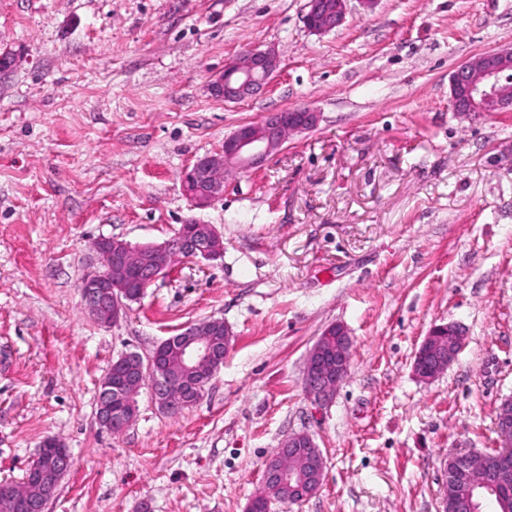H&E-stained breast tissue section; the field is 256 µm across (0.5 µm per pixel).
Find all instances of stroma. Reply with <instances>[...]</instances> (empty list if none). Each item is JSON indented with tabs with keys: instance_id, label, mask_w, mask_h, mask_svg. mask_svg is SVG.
<instances>
[{
	"instance_id": "1",
	"label": "stroma",
	"mask_w": 512,
	"mask_h": 512,
	"mask_svg": "<svg viewBox=\"0 0 512 512\" xmlns=\"http://www.w3.org/2000/svg\"><path fill=\"white\" fill-rule=\"evenodd\" d=\"M308 0H0V481L42 441L72 465L45 512H246L292 433L325 457L310 498L271 512H441L448 455L489 450L512 396V112L463 117L449 76L512 45V0H348L316 35ZM275 48L269 88L213 96L224 64ZM319 112L260 169L193 207L181 174L265 114ZM216 227L221 259H179L119 321L80 293L94 242L159 243ZM220 319L232 346L202 398L172 416L149 391L121 434L97 419L113 359L149 356ZM351 364L332 402L305 391L322 331ZM460 325L429 383L414 355ZM463 346V335L455 324L432 327L415 353L413 373L421 381H432L456 360Z\"/></svg>"
}]
</instances>
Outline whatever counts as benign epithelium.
I'll use <instances>...</instances> for the list:
<instances>
[{"label": "benign epithelium", "mask_w": 512, "mask_h": 512, "mask_svg": "<svg viewBox=\"0 0 512 512\" xmlns=\"http://www.w3.org/2000/svg\"><path fill=\"white\" fill-rule=\"evenodd\" d=\"M347 0H308L305 24L314 34H327L340 26L346 16ZM280 67L279 54L267 48H253L224 65V73L211 81L213 94L226 102L248 99L268 87ZM450 99L455 112L468 116L479 112H512V49L490 50L459 65L449 77ZM319 113L308 106L266 114L255 123L239 125L224 137L218 153L198 158L186 168L181 186L194 207L203 208L224 196V176L230 171L261 168L277 153L288 138L317 126ZM101 265L89 270L81 282V295L95 320L109 327L128 309V303L140 297L179 256L214 261L224 254L221 235L211 224H183L162 243L133 246L115 238H101L95 245ZM224 326V341L232 332L219 319L194 323L177 334L180 375L192 378L199 373L211 376L216 368V351L208 340L215 328ZM463 346V335L455 324L432 327L415 352L413 373L422 381H432L456 360ZM352 339L340 324L329 326L311 349L304 371L306 392L318 404L331 400L350 368ZM149 388L152 399L162 409L185 405L182 392L173 383L157 384L152 371H139L116 382L107 370L100 387L98 421L107 431L115 423L112 400L120 402L117 413L131 415L137 410V397ZM498 445L495 454L488 452L452 453L448 455L446 490L466 482L483 489L497 499L508 497L512 486V398H504L496 410ZM280 447L302 457L309 469L265 467L263 482L288 486V501H303L319 489L326 467L325 458L307 432L285 438ZM44 467L33 478L24 477L18 485L20 496L8 490L0 496V512H35L45 509L60 478L71 468V456L56 438L42 443Z\"/></svg>", "instance_id": "benign-epithelium-1"}]
</instances>
